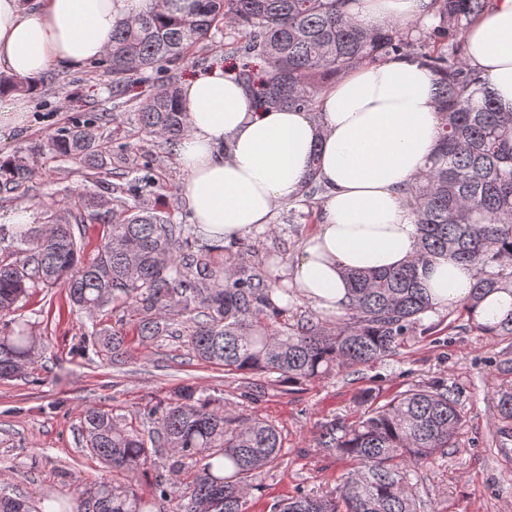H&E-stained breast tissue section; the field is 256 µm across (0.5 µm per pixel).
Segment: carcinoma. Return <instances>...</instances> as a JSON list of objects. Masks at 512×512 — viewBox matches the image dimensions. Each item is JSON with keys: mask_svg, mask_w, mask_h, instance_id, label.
Masks as SVG:
<instances>
[{"mask_svg": "<svg viewBox=\"0 0 512 512\" xmlns=\"http://www.w3.org/2000/svg\"><path fill=\"white\" fill-rule=\"evenodd\" d=\"M349 0H160L152 11L117 23L101 67L112 87L127 95L131 78L159 63L176 65L203 50L231 23L242 30L230 53L253 59L237 77L263 108L314 111L318 80L360 64L415 57L436 76L440 115L437 145L425 170L406 189L420 240L415 258L394 270L348 273L351 298L343 317L323 322L303 317L280 322L272 288L244 266L232 273L215 265L211 249L192 252L195 228L132 199L79 193L69 217L55 224L0 225L16 249L0 256V380L25 374L35 340L27 320L14 316L29 290L66 289L71 308L94 313L123 298L141 342L185 336L188 352L226 371L278 375L290 384L347 372L392 355L403 337L426 334L433 310L421 277L438 258L450 256L475 269L469 298L459 316L487 336L512 338V308L497 321L481 322L475 311L487 295L512 297V112H501L465 59L458 35L483 15L489 0H430L432 22L422 27H364L344 11ZM139 131L167 143L187 131L179 90L171 84L137 105ZM97 120L65 127L47 141L53 157L108 165L99 145ZM26 157H0V189L29 179ZM323 190L310 178L305 187L309 218ZM101 224L104 239L85 262L74 227ZM121 329L101 328L83 337L80 350L124 354ZM499 417L512 423V389L497 402ZM153 424L145 436L97 407L83 416L85 446L112 472L130 476L156 465L162 449L173 453L155 471L145 497L132 484L102 480L84 488L72 509L58 512H247L251 480L277 463V428L262 419L232 416L224 406L186 385L169 402L147 410ZM464 416L455 389L441 381L399 392L370 406L357 420L333 419L322 426L317 446L352 462L339 494L300 493L274 504L272 512H420L412 481L422 465L455 447ZM194 463L191 480L178 483ZM0 512H38L0 491Z\"/></svg>", "mask_w": 512, "mask_h": 512, "instance_id": "1", "label": "carcinoma"}]
</instances>
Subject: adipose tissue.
Returning <instances> with one entry per match:
<instances>
[{
  "label": "adipose tissue",
  "mask_w": 512,
  "mask_h": 512,
  "mask_svg": "<svg viewBox=\"0 0 512 512\" xmlns=\"http://www.w3.org/2000/svg\"><path fill=\"white\" fill-rule=\"evenodd\" d=\"M157 0H0V71L34 80L103 57L116 22ZM430 0H351L366 26L429 21ZM466 58L496 106L512 112V0H492L463 33ZM189 131L175 145L190 220L214 244L266 226L302 193L309 172L325 188L321 222L304 242L293 282L320 310L343 312L352 270H384L418 250L404 188L434 150L440 124L435 78L413 57L350 69L318 113L256 108L221 68L185 81ZM434 305L465 301L474 271L449 257L424 274Z\"/></svg>",
  "instance_id": "ef3b65f1"
}]
</instances>
